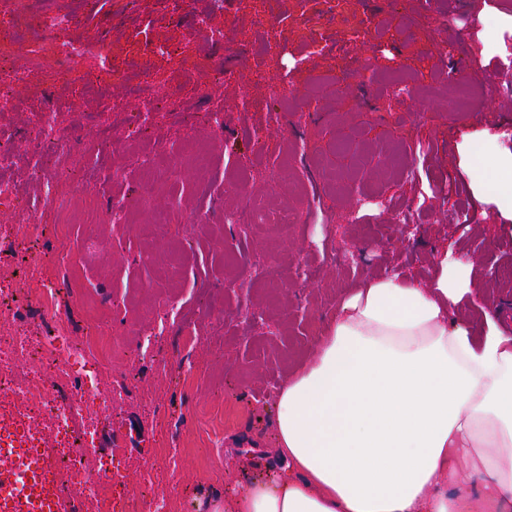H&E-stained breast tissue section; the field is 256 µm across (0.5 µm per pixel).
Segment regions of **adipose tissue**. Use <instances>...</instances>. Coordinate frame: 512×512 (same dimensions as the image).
Segmentation results:
<instances>
[{
	"label": "adipose tissue",
	"mask_w": 512,
	"mask_h": 512,
	"mask_svg": "<svg viewBox=\"0 0 512 512\" xmlns=\"http://www.w3.org/2000/svg\"><path fill=\"white\" fill-rule=\"evenodd\" d=\"M480 281L350 288L278 393L271 472L204 512H512V334L462 314Z\"/></svg>",
	"instance_id": "adipose-tissue-1"
}]
</instances>
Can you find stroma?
<instances>
[{"label":"stroma","instance_id":"35a3bbf8","mask_svg":"<svg viewBox=\"0 0 512 512\" xmlns=\"http://www.w3.org/2000/svg\"><path fill=\"white\" fill-rule=\"evenodd\" d=\"M33 2V11L0 14L24 34L11 48L16 59L34 47L44 59L0 110L23 159L0 172L20 195L0 204V225L26 227L44 195L29 161L60 174L69 201L87 171L103 185L90 215L76 214L62 233L44 225L33 246L57 281L55 307L73 339L108 344L104 359L72 368L71 382L90 391L87 420L97 430L83 465L117 510L149 478L169 512H194L255 477V462L277 446L278 391L363 278L399 262L427 283L436 253L449 248L486 279L472 294L473 321L490 304L512 309V283L485 276L489 258L512 268V213L478 176L472 152L479 140L483 161L512 159V90L497 57L512 36V9L502 0H349L341 24L326 0H278L271 12L263 0ZM385 13L396 22L376 27L373 15ZM44 14L67 19L62 36L42 33ZM96 30L102 51L68 56ZM115 58L127 78L107 94L63 81L69 64ZM189 61L212 83L192 87ZM452 67L483 86L461 115L450 110ZM399 72L416 89L386 83ZM146 78L166 109L139 129L132 120ZM43 109L72 141L67 158L28 133L30 114ZM218 109L220 127L210 120ZM198 144L210 148L206 188L188 161ZM397 147L408 172L390 178ZM150 150L162 180L146 198L138 160ZM256 202L293 206L287 236L234 223ZM157 210L170 214L172 235L145 239L138 226ZM463 210L471 221L456 224ZM271 251L286 269L274 287L251 273ZM253 314L258 323L243 325ZM119 386L122 397L102 408Z\"/></svg>","mask_w":512,"mask_h":512}]
</instances>
